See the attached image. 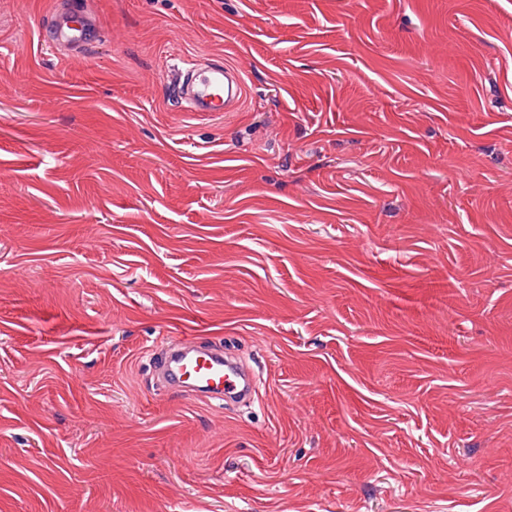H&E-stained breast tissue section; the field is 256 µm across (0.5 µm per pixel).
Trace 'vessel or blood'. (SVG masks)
Masks as SVG:
<instances>
[{"mask_svg": "<svg viewBox=\"0 0 512 512\" xmlns=\"http://www.w3.org/2000/svg\"><path fill=\"white\" fill-rule=\"evenodd\" d=\"M96 32L90 10H55L40 38L48 48L84 51L92 46ZM244 92L240 71L224 62L178 69L170 90L171 96L195 115L233 111ZM154 369L165 390L218 400L228 409L253 402L258 395L256 377L232 353L188 339L164 343L154 359Z\"/></svg>", "mask_w": 512, "mask_h": 512, "instance_id": "obj_1", "label": "vessel or blood"}]
</instances>
